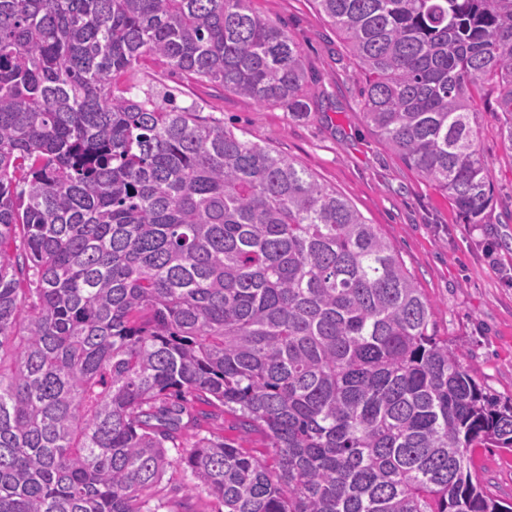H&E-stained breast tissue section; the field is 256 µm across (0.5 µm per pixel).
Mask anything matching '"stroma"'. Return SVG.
I'll use <instances>...</instances> for the list:
<instances>
[{
	"label": "stroma",
	"mask_w": 512,
	"mask_h": 512,
	"mask_svg": "<svg viewBox=\"0 0 512 512\" xmlns=\"http://www.w3.org/2000/svg\"><path fill=\"white\" fill-rule=\"evenodd\" d=\"M262 17L300 42L313 77L310 110L293 117L279 105H258L149 57L141 87L245 132L250 141L295 159L349 199L400 253L435 305L437 335L463 346V364L486 392L512 397V157L499 138V119L476 99L478 144L491 168L494 205L487 223H463L447 196L395 156L367 126L354 90L356 72L336 33L312 0H252ZM333 95L322 102L321 91ZM487 492L512 501V451L480 448L474 457ZM189 472L171 464L157 496L178 512H219L220 503L193 489Z\"/></svg>",
	"instance_id": "1"
}]
</instances>
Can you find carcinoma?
I'll return each mask as SVG.
<instances>
[{
	"label": "carcinoma",
	"instance_id": "obj_1",
	"mask_svg": "<svg viewBox=\"0 0 512 512\" xmlns=\"http://www.w3.org/2000/svg\"><path fill=\"white\" fill-rule=\"evenodd\" d=\"M250 0H0V512H172L176 462L224 512H512V450L378 225L292 158L139 95L159 57L296 117L312 77ZM366 123L468 224L512 158V0H315ZM232 412L265 459L212 431ZM487 492L512 501V451L502 448H478L474 457Z\"/></svg>",
	"mask_w": 512,
	"mask_h": 512
}]
</instances>
